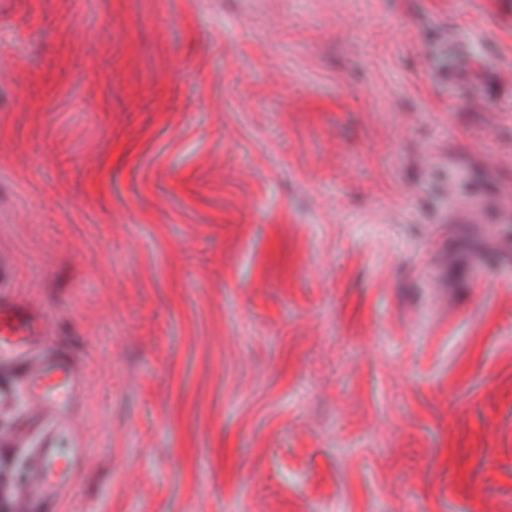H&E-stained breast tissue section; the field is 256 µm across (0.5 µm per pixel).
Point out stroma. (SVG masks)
<instances>
[{"mask_svg": "<svg viewBox=\"0 0 512 512\" xmlns=\"http://www.w3.org/2000/svg\"><path fill=\"white\" fill-rule=\"evenodd\" d=\"M496 196L512 0H0V255L84 364L49 512H512Z\"/></svg>", "mask_w": 512, "mask_h": 512, "instance_id": "35a3bbf8", "label": "stroma"}]
</instances>
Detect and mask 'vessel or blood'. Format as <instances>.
Here are the masks:
<instances>
[{
    "label": "vessel or blood",
    "mask_w": 512,
    "mask_h": 512,
    "mask_svg": "<svg viewBox=\"0 0 512 512\" xmlns=\"http://www.w3.org/2000/svg\"><path fill=\"white\" fill-rule=\"evenodd\" d=\"M9 285L0 263V380L35 411L38 440L29 458L37 504L45 507L64 496L84 469L85 450L74 423L83 370L78 355L47 336L41 319L9 293ZM63 434L72 438L64 451L57 446Z\"/></svg>",
    "instance_id": "1"
}]
</instances>
